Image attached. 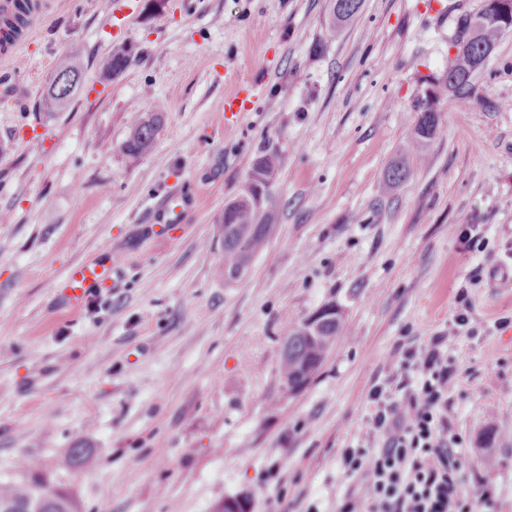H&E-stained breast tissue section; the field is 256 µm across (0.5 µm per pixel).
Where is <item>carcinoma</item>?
<instances>
[{"label": "carcinoma", "instance_id": "cac0c4a2", "mask_svg": "<svg viewBox=\"0 0 512 512\" xmlns=\"http://www.w3.org/2000/svg\"><path fill=\"white\" fill-rule=\"evenodd\" d=\"M498 0H484L479 14L472 18L461 16L454 36L460 45L456 55L448 61V76L442 87L428 89L417 100L415 111L418 117L413 128L415 141L431 140L441 125L439 104L442 97L459 107H465L479 99L476 77L483 57L490 55L495 44L504 34L498 15ZM363 0H334L331 22L340 27L353 21L361 12ZM28 0H14L12 17L4 20L7 38L17 34L27 21ZM128 64V54L113 52L99 61L100 73L114 76L122 73ZM60 71L74 76L75 84L67 94L58 93L50 86L41 99V111L56 112L64 105L83 82L81 67L73 62L64 64ZM157 116L135 115L131 119V131L124 143L129 156L146 153L154 143L158 131ZM426 163V157L418 153L413 157H401L390 164L380 184L387 193L406 180L411 168ZM281 167L280 158L273 154L257 157L251 166L243 192L224 206L222 232L224 237V282L241 280L252 258L261 252L267 243L270 225L265 223L263 202L268 189L276 181ZM323 315L312 331L304 323L291 324L286 329L287 343L282 356L280 372L284 385L294 387L307 384L320 369L325 355L340 332L342 319L333 305L322 308ZM0 512H75L68 496L45 482L30 484L0 483Z\"/></svg>", "mask_w": 512, "mask_h": 512}]
</instances>
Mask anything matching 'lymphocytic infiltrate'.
Masks as SVG:
<instances>
[{"label": "lymphocytic infiltrate", "instance_id": "obj_1", "mask_svg": "<svg viewBox=\"0 0 512 512\" xmlns=\"http://www.w3.org/2000/svg\"><path fill=\"white\" fill-rule=\"evenodd\" d=\"M458 385L446 335L403 349L368 394L366 436L340 452L347 491L337 512H473L464 486V439L448 432Z\"/></svg>", "mask_w": 512, "mask_h": 512}]
</instances>
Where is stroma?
Wrapping results in <instances>:
<instances>
[{
  "mask_svg": "<svg viewBox=\"0 0 512 512\" xmlns=\"http://www.w3.org/2000/svg\"><path fill=\"white\" fill-rule=\"evenodd\" d=\"M107 2L53 0L0 99V483H50L77 512H219L235 496L336 512L370 388L445 334L465 486L489 483L478 512H512V32L480 100L444 102L427 162L383 196L483 0H365L337 31L330 0ZM117 50L129 67L102 78ZM73 58L82 85L39 112ZM154 110L152 147L125 154L132 115ZM267 153V246L228 284L218 219ZM462 224L479 227L472 248ZM88 263L110 278L72 301L59 284ZM327 304L343 329L288 391L285 330ZM74 448L88 464L70 467Z\"/></svg>",
  "mask_w": 512,
  "mask_h": 512,
  "instance_id": "obj_1",
  "label": "stroma"
}]
</instances>
